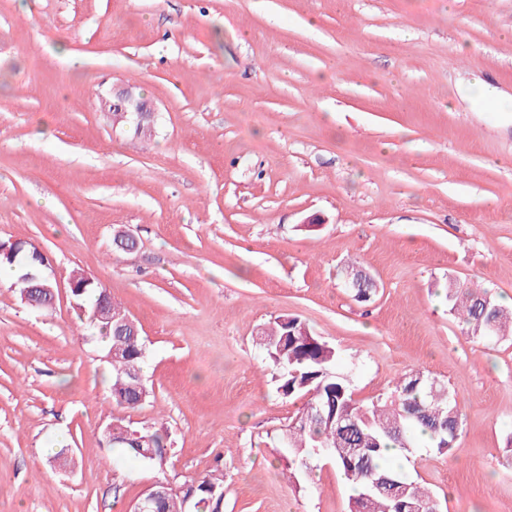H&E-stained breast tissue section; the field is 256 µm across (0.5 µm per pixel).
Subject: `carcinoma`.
<instances>
[{
	"instance_id": "obj_1",
	"label": "carcinoma",
	"mask_w": 512,
	"mask_h": 512,
	"mask_svg": "<svg viewBox=\"0 0 512 512\" xmlns=\"http://www.w3.org/2000/svg\"><path fill=\"white\" fill-rule=\"evenodd\" d=\"M40 253L33 245L16 255L0 257V267L15 272L11 286L26 271L40 267ZM79 283L75 299L94 307L106 300L103 318L93 325L105 342L104 357L112 366V399L119 406L135 409L145 403L149 389L143 378L146 346L132 336L126 311L113 302L107 288L96 278L75 272ZM450 310L457 313L467 337L483 341L512 333V309L497 303L485 293L446 288ZM261 345L275 367L277 392L295 397L316 391L300 417L282 433L285 452L301 469H309L316 451L332 456V463L344 478L354 484L357 495L349 512H440L439 502L401 467H395L385 453L398 449L407 457L419 447V435L427 437L434 452L444 455L454 447L457 436L444 423L460 425L461 412L456 400H448L445 384L410 372L399 378L392 393L369 406L358 404L347 380L333 371L336 348L313 334L297 317L280 316L273 327L261 331ZM131 427L121 419L112 421V446L125 458L143 463H161L166 454L164 435L143 428L139 436L128 438ZM395 480L392 491L372 487L381 477ZM183 488L168 487L152 505V512H185ZM224 478L210 475L199 480L195 491V512H223Z\"/></svg>"
}]
</instances>
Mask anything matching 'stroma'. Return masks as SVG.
<instances>
[{"instance_id":"obj_1","label":"stroma","mask_w":512,"mask_h":512,"mask_svg":"<svg viewBox=\"0 0 512 512\" xmlns=\"http://www.w3.org/2000/svg\"><path fill=\"white\" fill-rule=\"evenodd\" d=\"M121 84L154 102L151 139L102 110ZM14 240L47 254L57 299L0 281V512H130L218 469L224 512H349L331 462L279 444L308 401L277 394L257 344L282 315L336 348L358 403L415 370L445 383L458 439L408 473L441 512H512V337L470 340L442 293L512 305V0H0ZM76 270L139 325L138 408L112 400ZM116 418L166 432L163 464L106 448Z\"/></svg>"}]
</instances>
